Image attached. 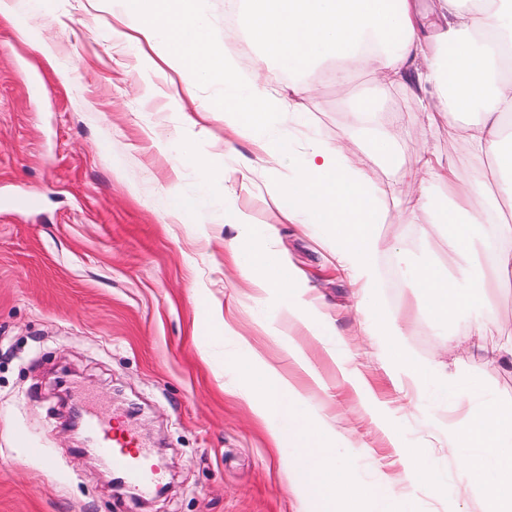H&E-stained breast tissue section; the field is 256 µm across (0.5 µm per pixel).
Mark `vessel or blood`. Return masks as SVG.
<instances>
[{
	"instance_id": "vessel-or-blood-1",
	"label": "vessel or blood",
	"mask_w": 512,
	"mask_h": 512,
	"mask_svg": "<svg viewBox=\"0 0 512 512\" xmlns=\"http://www.w3.org/2000/svg\"><path fill=\"white\" fill-rule=\"evenodd\" d=\"M83 425L93 438L92 452L111 462L113 471L123 476L132 496L143 497L158 490L160 467L137 435L94 411L86 414Z\"/></svg>"
}]
</instances>
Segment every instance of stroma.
<instances>
[{"label":"stroma","mask_w":512,"mask_h":512,"mask_svg":"<svg viewBox=\"0 0 512 512\" xmlns=\"http://www.w3.org/2000/svg\"><path fill=\"white\" fill-rule=\"evenodd\" d=\"M243 0H204L212 35L228 58L254 56L239 27ZM110 0H6L0 8V512H329L320 487L288 484L298 449L276 447L250 410L245 391L255 358L275 364L305 395L301 414L336 434L342 473L373 486L415 492L418 512H480L477 474L463 470L474 449L452 455L435 423L484 400L512 406V372L469 353L474 311L432 322L410 271L424 262L468 288L487 278L468 257H449V227L419 215L403 223L405 187L393 167L368 153L377 131L397 139L405 164L422 151L455 157L461 181L473 168L447 137V118L427 129L404 93L380 95L369 76L351 88L379 97L372 128L354 130L351 113L324 77L328 64L300 74L313 85L297 114L270 115L289 157L271 159L234 140L224 169L204 178L177 164L181 146L220 152L223 124L202 106L222 83L199 86L176 106L181 76L146 73L136 50L113 39ZM353 135L379 197L378 283L366 311L330 263L324 224H284L266 182L292 176L311 140ZM196 200L187 219L177 204ZM273 226L284 271L302 272L308 292L257 295L224 249L238 233L224 204ZM303 301L316 326L288 315ZM394 314L402 334L368 333ZM303 350L313 375L288 355ZM407 352L421 363H460L448 386L438 376L398 379L392 362ZM353 370L367 385L356 393ZM110 399L120 421L145 436L166 476V491L135 501L113 491L112 472L82 452L71 430L82 394ZM380 414L392 426L378 428ZM424 450L417 483L402 480L396 446Z\"/></svg>","instance_id":"stroma-1"}]
</instances>
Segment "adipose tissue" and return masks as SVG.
<instances>
[{
	"label": "adipose tissue",
	"mask_w": 512,
	"mask_h": 512,
	"mask_svg": "<svg viewBox=\"0 0 512 512\" xmlns=\"http://www.w3.org/2000/svg\"><path fill=\"white\" fill-rule=\"evenodd\" d=\"M201 0H113L112 7L134 32L135 42L153 50L147 70L165 64L187 73L183 87L194 97L199 83L220 81L224 93L204 110L236 135L256 142L276 156L288 152L283 138L272 136L266 119L271 113H291L299 98L309 95L303 84L290 86L289 95L272 93L263 63L278 62L286 69L304 71L317 59L336 65V95L354 115L355 128L372 125L378 106L371 100L346 96L351 72L366 71L386 89L405 88L418 100L427 125L439 113L448 116V139L477 164L494 160L501 177L496 191L484 179L460 183L455 160L444 161L422 152L414 165L399 163L393 135L377 134L372 154L392 162L409 189L400 202L406 220L431 212L436 223L449 225L448 251L474 254L479 265L489 266L503 281H512V224L498 217L502 201L512 202V132L505 127L512 115V77L506 73V52H512V0H487L465 8L461 0H433L430 14L444 28L439 48H429L425 14L415 0H247L238 18L259 44V57H244L234 64L207 32ZM251 68L249 82H241L238 66ZM448 185L454 197L449 206L429 210L426 185ZM272 203L293 197L296 207L282 216L291 224H325L332 231L335 257L350 277L359 300H366L376 282L380 239L377 211L367 166L356 156L350 140L309 145L293 178L268 186ZM231 223L241 225L242 236L228 242L232 255L247 254L242 270L250 288L273 297L297 286L296 276H282L273 267L270 234L256 235L249 216L225 207ZM414 278L423 294V309L436 323L447 322L483 303V287L460 289L449 285L433 264L420 265ZM471 350L484 362L512 367V327L497 317L482 316L471 325ZM503 335L502 344L489 348L487 332ZM264 373L249 400L256 416L267 426L275 443L291 441L304 454L288 470L293 490L310 486L320 474L336 472V450L322 429L299 416L303 398L277 367L261 362ZM451 448H477L481 455L466 461L468 468L485 470L483 512H512V410L488 404L449 423ZM326 495L335 512H356L368 504L372 512H416L411 498H397L392 484L369 489L352 477L331 482Z\"/></svg>",
	"instance_id": "1"
}]
</instances>
